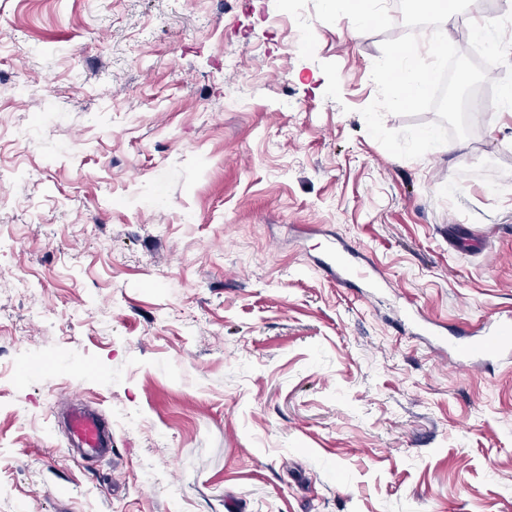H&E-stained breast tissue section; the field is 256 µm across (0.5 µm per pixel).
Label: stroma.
<instances>
[{
	"mask_svg": "<svg viewBox=\"0 0 512 512\" xmlns=\"http://www.w3.org/2000/svg\"><path fill=\"white\" fill-rule=\"evenodd\" d=\"M395 4L0 0V512H512V362L398 320L512 317V114L374 140ZM336 275L342 283L361 281L369 283L370 288H378L377 284L371 282L367 271L360 265L352 264L341 258L338 250L335 255ZM65 421L69 441L81 447L84 456L112 454V430L106 427L103 416L96 409L76 401L66 409Z\"/></svg>",
	"mask_w": 512,
	"mask_h": 512,
	"instance_id": "stroma-1",
	"label": "stroma"
}]
</instances>
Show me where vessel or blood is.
Listing matches in <instances>:
<instances>
[{
	"mask_svg": "<svg viewBox=\"0 0 512 512\" xmlns=\"http://www.w3.org/2000/svg\"><path fill=\"white\" fill-rule=\"evenodd\" d=\"M482 336L464 329L452 345L455 355L471 367H484L492 362L512 361V321L490 318L482 324ZM70 442L81 447L85 456L105 457L112 453V431L103 416L91 406L77 401L65 411Z\"/></svg>",
	"mask_w": 512,
	"mask_h": 512,
	"instance_id": "vessel-or-blood-1",
	"label": "vessel or blood"
}]
</instances>
